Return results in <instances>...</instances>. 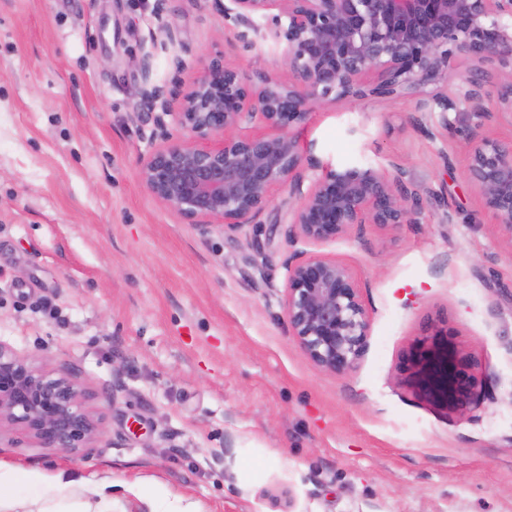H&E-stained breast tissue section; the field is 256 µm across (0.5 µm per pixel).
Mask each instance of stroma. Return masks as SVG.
I'll return each instance as SVG.
<instances>
[{
    "instance_id": "35a3bbf8",
    "label": "stroma",
    "mask_w": 512,
    "mask_h": 512,
    "mask_svg": "<svg viewBox=\"0 0 512 512\" xmlns=\"http://www.w3.org/2000/svg\"><path fill=\"white\" fill-rule=\"evenodd\" d=\"M154 3L0 0V342L76 369L104 414L95 449L5 441L0 468L111 472L112 512H147L139 490L201 512H512V244L466 151L468 130L510 142L512 124L427 112L416 125L402 95L329 104L295 128L322 163L402 164L429 201L419 223L314 246L356 274L370 318L354 370L323 371L288 331L282 232L183 223L139 180L154 131L144 54L167 86L219 52L282 73L279 48L237 44L224 0H175L171 44ZM430 322L486 368L467 416L405 382Z\"/></svg>"
}]
</instances>
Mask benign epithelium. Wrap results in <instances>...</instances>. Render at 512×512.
Returning <instances> with one entry per match:
<instances>
[{
  "mask_svg": "<svg viewBox=\"0 0 512 512\" xmlns=\"http://www.w3.org/2000/svg\"><path fill=\"white\" fill-rule=\"evenodd\" d=\"M169 0H155L167 40L179 31L164 20ZM270 19L268 36L281 48L288 76H246L217 55L185 92L149 83L141 63L144 104L155 131L139 179L157 202L187 224H219L242 233L288 195L275 224L288 244H323L365 224L416 223L424 200L407 170L364 165L323 166L303 155L294 135L322 105L348 98L414 95L418 112H472L483 121L512 119V0H227L236 41L254 44L253 17ZM466 54L502 68L497 100L483 93L490 75L476 69L456 91H430L457 76L450 59ZM259 124L265 134L243 135ZM209 141L208 147L198 146ZM468 175L498 236L512 244V144L473 131ZM288 328L320 369L339 376L363 356L370 319L352 270L342 262L296 250L284 264ZM432 328L411 354L408 376L425 400L464 417L481 401L484 383L475 357ZM101 416L70 369L47 371L0 343V439L18 433L40 448L77 452L100 435Z\"/></svg>",
  "mask_w": 512,
  "mask_h": 512,
  "instance_id": "7a95c632",
  "label": "benign epithelium"
}]
</instances>
